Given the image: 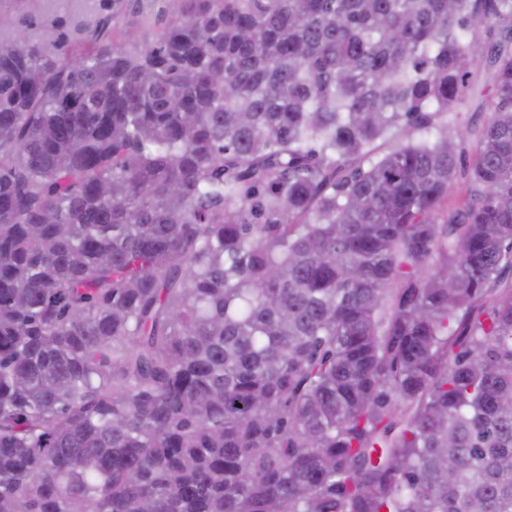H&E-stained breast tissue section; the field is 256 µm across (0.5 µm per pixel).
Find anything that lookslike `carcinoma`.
<instances>
[{"label": "carcinoma", "mask_w": 512, "mask_h": 512, "mask_svg": "<svg viewBox=\"0 0 512 512\" xmlns=\"http://www.w3.org/2000/svg\"><path fill=\"white\" fill-rule=\"evenodd\" d=\"M95 2L0 23V512H512V0ZM173 11L174 2L170 0H122L113 10L111 0L103 13L108 18L105 38H112L113 32L132 43H152Z\"/></svg>", "instance_id": "carcinoma-1"}]
</instances>
